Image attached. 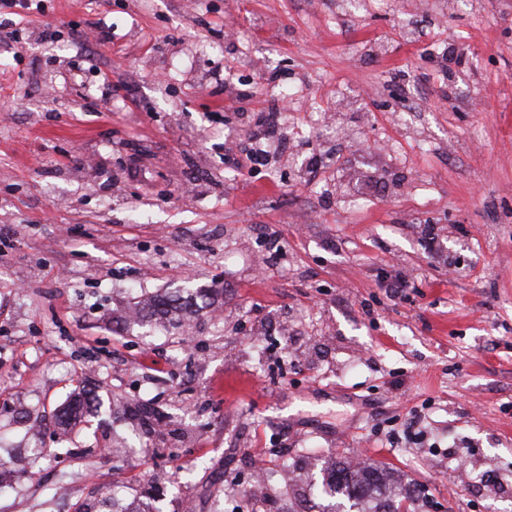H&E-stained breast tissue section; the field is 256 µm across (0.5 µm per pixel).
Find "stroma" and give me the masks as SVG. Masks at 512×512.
Listing matches in <instances>:
<instances>
[{
	"label": "stroma",
	"instance_id": "35a3bbf8",
	"mask_svg": "<svg viewBox=\"0 0 512 512\" xmlns=\"http://www.w3.org/2000/svg\"><path fill=\"white\" fill-rule=\"evenodd\" d=\"M29 3L0 43V512H245L260 460L259 512H321L309 476L357 452L416 512H512V0ZM212 284L175 332L121 320ZM81 379L165 426L123 461V417L62 436ZM282 110V107L274 103L258 111L255 121L256 129L251 133L248 141L240 146L241 154L252 164V167L263 163L265 151L260 148V144L263 140H270L278 134Z\"/></svg>",
	"mask_w": 512,
	"mask_h": 512
}]
</instances>
